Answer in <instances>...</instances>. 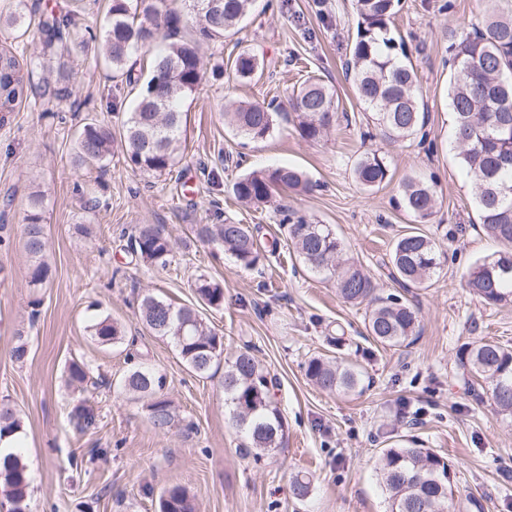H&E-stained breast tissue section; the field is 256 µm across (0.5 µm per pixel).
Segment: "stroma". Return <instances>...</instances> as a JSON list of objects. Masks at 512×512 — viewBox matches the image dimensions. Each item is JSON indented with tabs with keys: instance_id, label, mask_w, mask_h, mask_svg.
Here are the masks:
<instances>
[{
	"instance_id": "35a3bbf8",
	"label": "stroma",
	"mask_w": 512,
	"mask_h": 512,
	"mask_svg": "<svg viewBox=\"0 0 512 512\" xmlns=\"http://www.w3.org/2000/svg\"><path fill=\"white\" fill-rule=\"evenodd\" d=\"M494 11L512 16V0H400L391 28L406 43L427 106L424 136L403 142L362 137L371 117L345 68L356 36L354 0H257L242 29L225 38L224 55L251 49L262 71L246 83L229 72L204 82L185 106L183 158L160 177L131 170L118 144L105 169L77 166L74 143L85 118L120 133L117 108L128 92L93 60L73 63L85 99L79 111L0 112V224L11 227L9 244L0 246V397L16 404L23 422L17 452L32 477L31 512H156L160 493L173 485L195 494L199 512H387L376 461L410 439L448 459L461 512H512V418L496 414L488 394L470 393L459 365L466 342L512 346V306H486L464 285L474 262L501 246L479 223L451 148L448 106V32L484 26ZM311 77L336 90L338 118L322 139L304 140L288 111L255 142L225 128L227 99L283 103ZM376 149L389 178L367 189L353 167ZM277 165L302 170L311 191L278 188L259 206L236 200L242 174ZM409 177L432 181L439 197L421 224L395 205ZM88 188L101 201L93 211L85 207ZM35 192L44 196L52 269L38 290L28 283L21 226ZM217 210L252 228L264 250L256 268L195 239L192 225L213 223ZM284 210L330 225L344 258L360 261L380 294L406 295L420 317L413 343L385 348L368 339L364 307L344 303L335 281L310 272L294 253L279 222ZM139 224L163 227L173 244L170 267L136 264L127 252L124 233ZM415 224L435 240L442 264L430 287L406 292L391 275L390 250ZM200 274L224 285L223 307L202 315L223 335L225 355L250 349L277 380L287 439L273 454H245L218 379L189 370L140 319L147 294L195 306L191 283ZM105 316L121 325L120 343L103 346L91 336L90 325ZM21 336L28 354L17 362L11 353ZM320 354L355 365L360 391L313 385L305 365ZM74 359L103 381L91 397L99 425L86 434L67 416L79 395L65 380ZM139 366L164 377V392L181 420L194 423L192 433L180 424L158 433L146 400L126 394L121 381ZM298 473L311 479L300 501L289 491Z\"/></svg>"
}]
</instances>
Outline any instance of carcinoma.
<instances>
[{
    "label": "carcinoma",
    "mask_w": 512,
    "mask_h": 512,
    "mask_svg": "<svg viewBox=\"0 0 512 512\" xmlns=\"http://www.w3.org/2000/svg\"><path fill=\"white\" fill-rule=\"evenodd\" d=\"M255 0H223V12L211 14L201 7L184 14L171 0H111L106 21L99 32L76 21V14L45 13L29 0H9L0 11V27L12 40L39 37L40 50L26 54L19 47L0 48V112H13L25 102L34 111L68 99L79 107L80 88L67 69L66 58L93 49L94 60L132 86L133 97L122 122L126 143L125 161L134 171L162 176L177 164L182 151V106L195 97L206 74L224 75V62L211 71L204 68L201 50L206 43L224 44L237 33L250 14ZM399 0H355L358 16L356 38L349 47L347 70L353 78L354 93L371 112L381 136L388 141L407 140L425 125L426 108L419 90V77L403 42L391 34L390 23ZM156 37L145 40V33ZM143 49L155 50L151 73L142 81L133 77V55ZM450 80L449 106L453 114V142L457 159L465 171L484 231L500 241L505 250L492 259L474 264L465 286L491 306L512 305V268L500 261L512 258V17L491 11L487 24L478 29L462 28L448 37ZM263 62L251 51H240L230 68L239 81L252 79ZM336 92L320 79L305 81L290 97V107L300 117L303 138L320 140L331 126ZM277 110L268 103L240 102L224 110V121L236 135L249 140L264 139L274 129ZM112 126L90 118L76 142V156L83 164L104 168L112 158ZM357 182L371 189L389 175L386 157L378 151L363 156L353 169ZM283 186L307 192L305 175L291 167L252 171L233 185L237 199L256 205L270 202L272 189ZM398 206L425 222L435 213L434 186L407 178ZM197 236L224 248L241 265L254 268L261 249L249 226L231 221L197 224ZM24 247L33 258L29 283L44 288L52 270L44 260L47 225L44 199L34 192L22 216ZM297 256L311 270L336 279L337 290L350 303L371 304L365 327L375 342L401 347L418 333L419 312L403 298L375 296V285L355 262L341 260L342 243L327 224H310L302 219L288 226ZM134 259L164 269L170 263L172 244L163 229L142 224L128 236ZM393 278L405 289L425 288L440 268L436 243L420 229L410 227L393 243L390 253ZM197 302L218 308L224 303V286L204 274L193 282ZM141 319L156 336L170 340L183 362L198 375L224 367V403L231 420L245 436V450L261 457L281 447L286 424L273 401V379L249 350L233 358L224 357V337L207 326L200 311L176 307L153 295L141 301ZM99 343L122 340V329L109 317L90 325ZM460 362L472 378L487 384L494 410L512 416V348L495 341L466 343ZM306 376L320 389L348 394L361 383V373L350 364L330 357L313 356L306 364ZM67 383L87 391L98 387L84 363L68 367ZM124 389L149 398L148 417L155 429L168 431L176 422L171 402L163 393L164 381L145 367L128 373ZM69 419L81 434L97 428V415L82 399L69 411ZM22 421L13 402L0 400V439L14 437ZM377 476L387 494L389 512H449L453 507V476L448 461L432 448H420L413 441L381 452ZM308 476L296 474L290 488L296 499L310 491ZM0 493L10 504L8 512H29L31 477L27 466L14 453L0 466ZM159 512H197L194 496L176 485L159 498Z\"/></svg>",
    "instance_id": "obj_1"
}]
</instances>
